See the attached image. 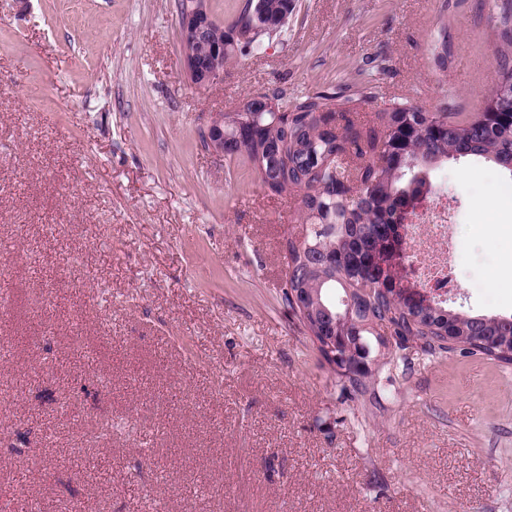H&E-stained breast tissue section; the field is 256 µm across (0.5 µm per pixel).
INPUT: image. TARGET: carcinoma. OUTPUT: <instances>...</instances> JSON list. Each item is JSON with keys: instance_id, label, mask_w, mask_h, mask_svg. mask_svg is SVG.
I'll return each mask as SVG.
<instances>
[{"instance_id": "obj_1", "label": "carcinoma", "mask_w": 512, "mask_h": 512, "mask_svg": "<svg viewBox=\"0 0 512 512\" xmlns=\"http://www.w3.org/2000/svg\"><path fill=\"white\" fill-rule=\"evenodd\" d=\"M224 25L220 67L260 47L262 37L284 27L293 0H247ZM499 69L512 70V0L499 5L494 30ZM439 75L446 76L448 44L434 48ZM319 91L292 99L279 92L250 100L224 113V159L239 162L272 193L293 195L306 226L302 244L286 237L281 299L310 336L320 355L323 338L334 337L339 352L354 363L357 341L372 348L376 370L338 374L341 392L354 398L384 392L378 369L395 362L393 348L413 342L433 353L457 348L512 363V322L472 314L432 300L426 306L391 301L380 266L390 238L405 237L408 211L432 188L430 172L450 159H484L512 174V121L475 112L434 111L397 101L361 127L351 117V98ZM354 310L340 319L344 304Z\"/></svg>"}]
</instances>
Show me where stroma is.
<instances>
[{
	"label": "stroma",
	"instance_id": "35a3bbf8",
	"mask_svg": "<svg viewBox=\"0 0 512 512\" xmlns=\"http://www.w3.org/2000/svg\"><path fill=\"white\" fill-rule=\"evenodd\" d=\"M496 0H294L208 88L176 0H0V512H512V364L422 353L381 399L337 375L282 301L294 198L205 149L247 95L363 91L476 111L498 79ZM448 30V74L431 52ZM512 173L448 195L457 309L512 315L491 213Z\"/></svg>",
	"mask_w": 512,
	"mask_h": 512
}]
</instances>
